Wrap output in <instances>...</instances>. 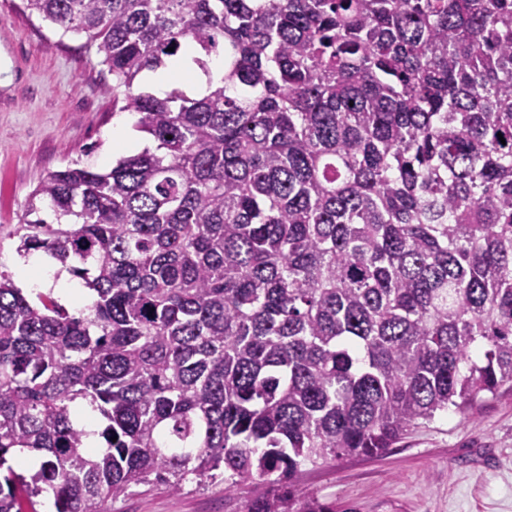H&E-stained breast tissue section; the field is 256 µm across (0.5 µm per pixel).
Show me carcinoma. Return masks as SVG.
<instances>
[{"label":"carcinoma","mask_w":512,"mask_h":512,"mask_svg":"<svg viewBox=\"0 0 512 512\" xmlns=\"http://www.w3.org/2000/svg\"><path fill=\"white\" fill-rule=\"evenodd\" d=\"M25 2L86 36L154 145L49 172L0 225L91 296L72 313L0 263V512L191 477L336 512L303 466L512 390V0ZM189 47L224 78L138 89Z\"/></svg>","instance_id":"cac0c4a2"}]
</instances>
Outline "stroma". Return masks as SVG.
I'll use <instances>...</instances> for the list:
<instances>
[{
    "mask_svg": "<svg viewBox=\"0 0 512 512\" xmlns=\"http://www.w3.org/2000/svg\"><path fill=\"white\" fill-rule=\"evenodd\" d=\"M0 224L19 223L44 176L72 163L110 170L113 129L135 115L112 109V76L84 35L0 0ZM303 492L336 512H512V392L469 417L448 412L419 424L382 456H345L303 467ZM249 489L223 481L172 491L141 485L111 512H240Z\"/></svg>",
    "mask_w": 512,
    "mask_h": 512,
    "instance_id": "obj_1",
    "label": "stroma"
}]
</instances>
